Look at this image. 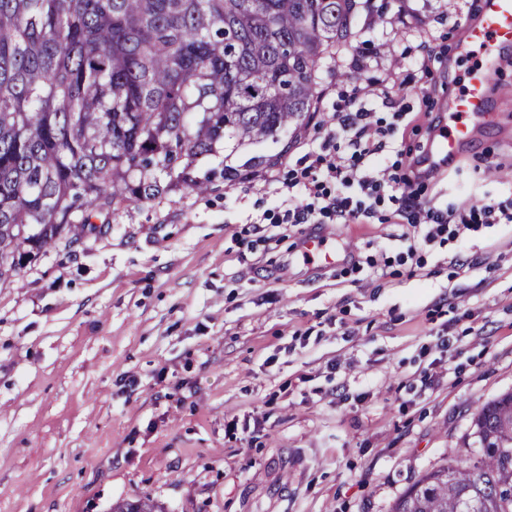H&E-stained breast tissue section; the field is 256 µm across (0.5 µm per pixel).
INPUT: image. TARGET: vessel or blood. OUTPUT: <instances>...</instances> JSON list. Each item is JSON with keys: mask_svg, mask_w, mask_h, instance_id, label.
<instances>
[{"mask_svg": "<svg viewBox=\"0 0 512 512\" xmlns=\"http://www.w3.org/2000/svg\"><path fill=\"white\" fill-rule=\"evenodd\" d=\"M467 42L482 51L483 62L469 74L464 89L450 93L444 103L448 125L433 143L439 159L455 157L470 137L472 121L488 115V84L500 50L512 45V0H484L482 19L469 28Z\"/></svg>", "mask_w": 512, "mask_h": 512, "instance_id": "1", "label": "vessel or blood"}]
</instances>
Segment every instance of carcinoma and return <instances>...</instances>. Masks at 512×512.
Listing matches in <instances>:
<instances>
[{"label":"carcinoma","instance_id":"carcinoma-1","mask_svg":"<svg viewBox=\"0 0 512 512\" xmlns=\"http://www.w3.org/2000/svg\"><path fill=\"white\" fill-rule=\"evenodd\" d=\"M356 0H0V282L61 238L109 229L226 137L307 126L322 54ZM103 219L97 224L95 220ZM477 457L392 512H512V392L473 420Z\"/></svg>","mask_w":512,"mask_h":512}]
</instances>
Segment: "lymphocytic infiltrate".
<instances>
[{
    "mask_svg": "<svg viewBox=\"0 0 512 512\" xmlns=\"http://www.w3.org/2000/svg\"><path fill=\"white\" fill-rule=\"evenodd\" d=\"M336 120L346 134L344 145L325 144L323 154L316 158L319 175L307 180L304 202L289 206L283 223L313 224L322 216L336 224H355L368 218L373 204L383 199L396 211L416 213L428 245L466 238L484 226L512 223L511 211H499L488 200L450 209L419 201L407 192V185L415 179L434 177L438 165L429 164L427 155L420 153L410 157L402 174L371 169L370 159L385 148L371 112L360 107L337 114Z\"/></svg>",
    "mask_w": 512,
    "mask_h": 512,
    "instance_id": "1",
    "label": "lymphocytic infiltrate"
}]
</instances>
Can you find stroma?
I'll list each match as a JSON object with an SVG mask.
<instances>
[{
	"mask_svg": "<svg viewBox=\"0 0 512 512\" xmlns=\"http://www.w3.org/2000/svg\"><path fill=\"white\" fill-rule=\"evenodd\" d=\"M480 0H370L319 63L305 131L220 143L178 184L117 205L102 234L0 283V512H391L475 455L477 410L512 392V223L425 245L389 203L361 224H281L292 172L359 96L397 169L475 57ZM438 207L512 206V49ZM274 154L251 172L246 161ZM240 173L225 181V165ZM329 238L334 265L299 244Z\"/></svg>",
	"mask_w": 512,
	"mask_h": 512,
	"instance_id": "stroma-1",
	"label": "stroma"
}]
</instances>
